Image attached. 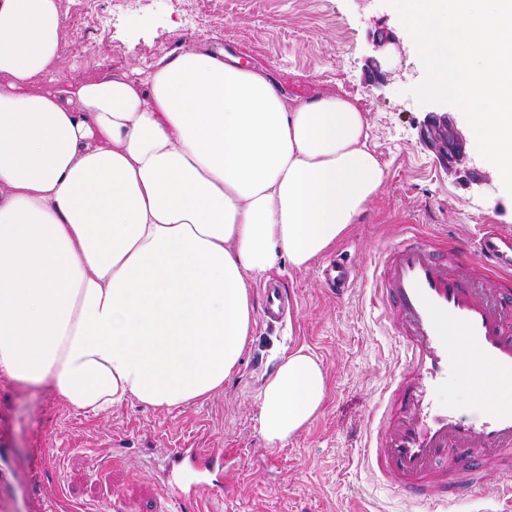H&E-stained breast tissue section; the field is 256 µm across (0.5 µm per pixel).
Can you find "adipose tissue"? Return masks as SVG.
<instances>
[{
	"label": "adipose tissue",
	"instance_id": "1",
	"mask_svg": "<svg viewBox=\"0 0 512 512\" xmlns=\"http://www.w3.org/2000/svg\"><path fill=\"white\" fill-rule=\"evenodd\" d=\"M62 29L59 0H0V372L93 416L204 400L251 334L249 275L307 267L381 190L367 117L220 49L56 87ZM326 392L305 348L282 358L269 445Z\"/></svg>",
	"mask_w": 512,
	"mask_h": 512
}]
</instances>
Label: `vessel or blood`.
I'll use <instances>...</instances> for the list:
<instances>
[{
    "mask_svg": "<svg viewBox=\"0 0 512 512\" xmlns=\"http://www.w3.org/2000/svg\"><path fill=\"white\" fill-rule=\"evenodd\" d=\"M494 275L499 289L488 290L468 274L470 266ZM330 292L343 297L358 279L356 267L335 256L320 272ZM377 305L394 322L403 368L387 385L386 406L363 456L400 493L437 512L449 499L470 497L477 484L460 482L474 461L496 460L512 450V396L491 410L460 415L437 392L469 382L476 369L512 383V242L495 225L477 233L451 257L436 256L427 244L399 241L379 265ZM267 323L284 320L295 302L273 281L261 290ZM201 466L225 461L220 448H175L171 465L184 460ZM63 500L43 503L17 497L10 472L0 467V512H60Z\"/></svg>",
    "mask_w": 512,
    "mask_h": 512,
    "instance_id": "obj_1",
    "label": "vessel or blood"
}]
</instances>
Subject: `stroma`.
I'll return each instance as SVG.
<instances>
[{"mask_svg": "<svg viewBox=\"0 0 512 512\" xmlns=\"http://www.w3.org/2000/svg\"><path fill=\"white\" fill-rule=\"evenodd\" d=\"M58 86L152 66L177 49H224L263 71L288 102L338 96L367 115L370 147L384 186L357 224L305 269L279 261L273 272L297 300L292 317L254 321L224 387L180 409L128 401L112 412H79L46 388L25 389L0 372V446L19 476L41 472V498L77 512H170L164 461L173 448H224L228 467L187 471L211 512H417L391 480L363 459L371 414L399 373L401 348L388 317L372 303L385 250L403 237L443 250L493 224L512 238V194L489 175L475 148L466 171L447 172L420 139L425 105L411 95L422 64L406 38L389 46L388 84L370 85L365 59L376 30L398 31L382 0H61ZM481 181L472 183L469 171ZM344 252L361 275L332 296L319 269ZM306 347L328 380L317 419L286 443L269 446L260 393L289 348Z\"/></svg>", "mask_w": 512, "mask_h": 512, "instance_id": "1", "label": "stroma"}]
</instances>
